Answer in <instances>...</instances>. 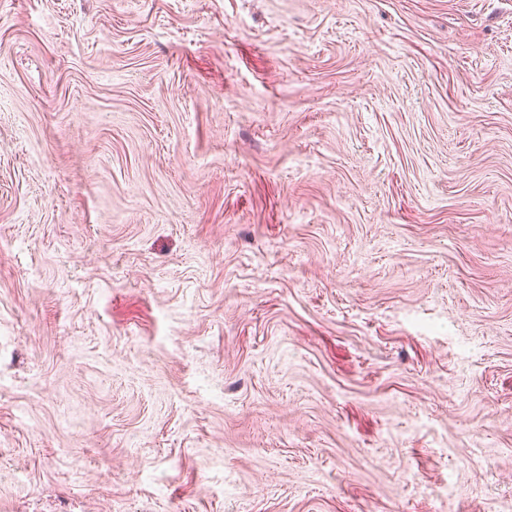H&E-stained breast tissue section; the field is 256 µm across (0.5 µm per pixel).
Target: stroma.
<instances>
[{
	"mask_svg": "<svg viewBox=\"0 0 512 512\" xmlns=\"http://www.w3.org/2000/svg\"><path fill=\"white\" fill-rule=\"evenodd\" d=\"M0 512H512V0H0Z\"/></svg>",
	"mask_w": 512,
	"mask_h": 512,
	"instance_id": "stroma-1",
	"label": "stroma"
}]
</instances>
